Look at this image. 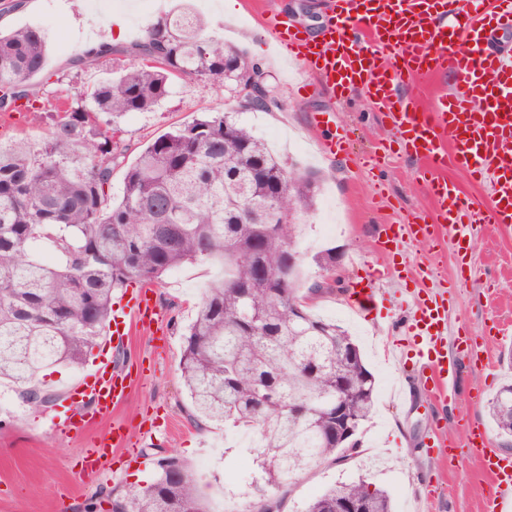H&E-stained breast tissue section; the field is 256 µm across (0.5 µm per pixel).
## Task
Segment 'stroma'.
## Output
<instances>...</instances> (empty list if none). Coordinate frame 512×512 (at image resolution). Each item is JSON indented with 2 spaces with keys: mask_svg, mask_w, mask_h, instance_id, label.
<instances>
[{
  "mask_svg": "<svg viewBox=\"0 0 512 512\" xmlns=\"http://www.w3.org/2000/svg\"><path fill=\"white\" fill-rule=\"evenodd\" d=\"M90 3L26 0L22 10L0 18V29L41 27L48 38L46 71L64 74V94L70 97L115 68L105 60L71 68V61L82 57L90 45L132 43L171 10L192 8L205 21L204 36L239 47L262 65L278 100L272 111L247 112L242 121L283 160L322 178L318 209L304 218L299 246L302 284L310 286L322 277L313 255L334 250L340 289L313 300L311 311L332 319L354 337L376 377L378 402L361 436V457L347 465H322L303 474L297 484L281 488L278 495L285 512H302L305 502L330 484L361 477L387 491L395 512H486L494 488L480 462L470 456L465 433L473 426H491L488 402L503 384L512 382V366L500 358L512 346V226L474 232L470 250L475 269L462 284L456 281L454 242L448 233L408 244L398 253L381 250L377 225L433 212L420 162L404 152L387 116L377 111L364 90L331 101L312 76L298 72L293 59L275 49L268 31L275 17L285 15L309 35L326 37L332 17L327 0H235L229 9L225 0H157L153 6L147 0H102L95 13ZM232 104L228 88L187 78L156 110L120 118L119 136L138 147L174 124L204 111L230 109ZM317 109L334 110L337 122L354 130L350 156L319 149L307 125L309 112ZM373 152L381 156L378 167H364V156ZM380 184L385 187L381 197L376 194ZM328 218L338 224L332 236L322 231ZM420 267L433 272L427 285L448 292L449 348H456L462 329L486 342L483 367L460 372L456 393L444 407L433 399L429 386L381 355L382 349L400 343L405 305L426 285L414 275ZM378 269L386 273L381 282L384 297L356 314L352 290ZM218 272L215 265L187 264L164 274L153 285L162 321L137 325L120 345L113 344L111 335L100 338L90 364L109 360L141 380L128 390L111 418L98 420L86 435L77 437L53 424L82 370L58 365L42 371L39 385L55 402L40 409L26 401L20 388L0 381V394L13 401L12 407H0V512H83L91 497H121L150 481L159 459L170 455L181 458L193 472H206L199 487L213 512H241L252 502L257 463L255 453L238 445L244 430L194 420L181 378L184 333L203 289ZM495 322L501 334L487 335V327ZM400 381L409 385L408 400L402 405L388 396L391 385ZM115 420L127 427L128 447L113 451L105 473L76 475V458ZM437 428L453 442L454 451L439 447L434 454L425 453Z\"/></svg>",
  "mask_w": 512,
  "mask_h": 512,
  "instance_id": "stroma-1",
  "label": "stroma"
}]
</instances>
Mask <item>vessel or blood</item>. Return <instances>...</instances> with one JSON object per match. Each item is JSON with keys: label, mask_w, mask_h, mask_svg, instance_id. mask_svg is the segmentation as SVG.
I'll return each mask as SVG.
<instances>
[{"label": "vessel or blood", "mask_w": 512, "mask_h": 512, "mask_svg": "<svg viewBox=\"0 0 512 512\" xmlns=\"http://www.w3.org/2000/svg\"><path fill=\"white\" fill-rule=\"evenodd\" d=\"M445 4L337 0L328 39L310 37L284 17L274 20L271 36L305 70L318 74L330 94L365 88L387 112L405 152L422 161L435 217L429 221L415 215L401 224L379 225L381 248L389 252L446 229L456 242L455 261L464 273L470 267L465 243L473 230L512 224V49L495 44L496 31L512 29V0H490L480 12L463 2L452 22L427 23L429 10ZM396 55L402 64L393 63ZM436 77L449 79L451 89L430 110L418 111L413 97L397 92L406 79L425 83ZM308 123L321 131L319 144L326 152L349 148L353 131L338 125L334 112H311ZM452 170L486 184L492 206L461 197L448 177ZM127 308L131 320L149 324L160 318L148 287L132 291ZM405 333L418 374L438 395L452 392L460 367L481 361L480 346L471 337L459 339L456 350L448 348L447 291L415 296ZM131 385L122 368L98 364L71 389L60 426L84 433L123 401ZM468 437L470 451L482 458L495 487L491 512H512V456L498 452L483 427L470 428ZM126 439L121 426H113L80 459V468L103 470L113 448Z\"/></svg>", "instance_id": "vessel-or-blood-1"}]
</instances>
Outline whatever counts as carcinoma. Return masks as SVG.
I'll return each instance as SVG.
<instances>
[{"label":"carcinoma","mask_w":512,"mask_h":512,"mask_svg":"<svg viewBox=\"0 0 512 512\" xmlns=\"http://www.w3.org/2000/svg\"><path fill=\"white\" fill-rule=\"evenodd\" d=\"M189 10L163 17L129 46L88 49L75 66L129 57L93 91L60 101L31 82L46 67L47 43L33 25L0 31V113L40 121L39 148L0 141V379L17 384L35 407L51 395L36 385L55 363L80 367L112 319V293L151 282L186 264L218 263L224 274L204 289L187 328L180 362L194 417L257 432L260 512H281L272 490L328 460L347 463L336 442V401L357 433L372 417L376 381L347 331L313 315L308 302L333 291L315 283L299 293L301 265L274 276L286 249L299 248V216L315 209L318 176L274 155L238 112H267L274 97L244 51L202 35ZM227 86L238 111L204 112L142 147L114 139L125 115L171 96L174 81ZM123 170L119 197L112 175ZM50 244L54 263L39 258ZM253 250L258 265L235 255ZM498 436L512 439V403L489 402ZM126 498L131 512H209L196 479L159 472ZM392 512L389 496L360 478L338 481L304 512Z\"/></svg>","instance_id":"obj_1"}]
</instances>
